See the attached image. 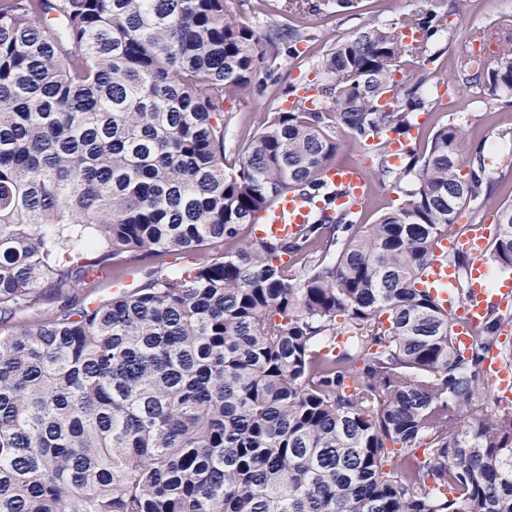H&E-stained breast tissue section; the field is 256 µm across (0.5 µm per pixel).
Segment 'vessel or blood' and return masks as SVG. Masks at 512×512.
Here are the masks:
<instances>
[{"label":"vessel or blood","instance_id":"obj_1","mask_svg":"<svg viewBox=\"0 0 512 512\" xmlns=\"http://www.w3.org/2000/svg\"><path fill=\"white\" fill-rule=\"evenodd\" d=\"M327 177L333 183L353 187L357 200L365 199L366 183L359 169L335 168L328 172ZM311 212V202L302 195L290 194L260 213L257 222L262 225L264 234L289 237L295 235L302 224L308 223ZM495 230L496 227L492 224H473L464 236L444 240L441 246L448 250L466 252L476 258L474 271L481 274L485 271L481 257ZM425 279L429 285L440 289L442 298L447 299V309L456 321L457 338L466 347L473 344L477 332L485 322L490 304L505 306L512 303V284L508 282L494 290L476 285L467 297L453 299V270L439 258L430 262ZM482 369L489 380L497 384L499 390L506 394L512 392V368L504 365L496 354L485 356Z\"/></svg>","mask_w":512,"mask_h":512}]
</instances>
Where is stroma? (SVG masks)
I'll return each instance as SVG.
<instances>
[{
	"instance_id": "35a3bbf8",
	"label": "stroma",
	"mask_w": 512,
	"mask_h": 512,
	"mask_svg": "<svg viewBox=\"0 0 512 512\" xmlns=\"http://www.w3.org/2000/svg\"><path fill=\"white\" fill-rule=\"evenodd\" d=\"M431 0H357L348 13L312 17L309 25L315 41L301 44L300 55L282 54L273 74L258 71L256 79L267 86L265 95L239 106L227 129L230 149L228 160H235L245 133L255 131L265 113L288 107L291 86L315 82L313 64L340 40L350 38L366 27H385L397 18L426 11ZM456 11L448 19V31L428 45L426 55L408 59L403 70V89L422 86L430 94L429 106L416 117L410 132L417 151H425L432 133L446 124L462 129L466 140L483 146L494 178L492 192L485 201L463 208L457 227L484 222L494 223L501 206L512 203V140L501 138V131L512 129V97L467 88L456 80L457 46L473 31L500 29L503 21L512 22V0H456ZM341 147L335 163L359 168L370 186L366 201L360 206L357 221L373 224L395 209L403 199V187L391 180H378L375 169L376 149L358 144L344 130H337Z\"/></svg>"
}]
</instances>
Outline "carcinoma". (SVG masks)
<instances>
[{
  "instance_id": "carcinoma-1",
  "label": "carcinoma",
  "mask_w": 512,
  "mask_h": 512,
  "mask_svg": "<svg viewBox=\"0 0 512 512\" xmlns=\"http://www.w3.org/2000/svg\"><path fill=\"white\" fill-rule=\"evenodd\" d=\"M243 2L0 0V327L20 318L0 330V512H512V400L481 370L488 350L512 360L504 315L467 354L420 287L491 172L453 124L390 163L428 99L378 107L425 48L401 31H447L443 0L334 44L314 107L265 113L230 167L233 104L264 94L283 44L316 40L258 34ZM457 81L512 94V43L460 52ZM338 127L408 183L374 224L335 207ZM290 193L324 207L292 238L257 236ZM446 260L466 295L470 259ZM487 263L512 271V204ZM133 268L135 288L90 301Z\"/></svg>"
}]
</instances>
